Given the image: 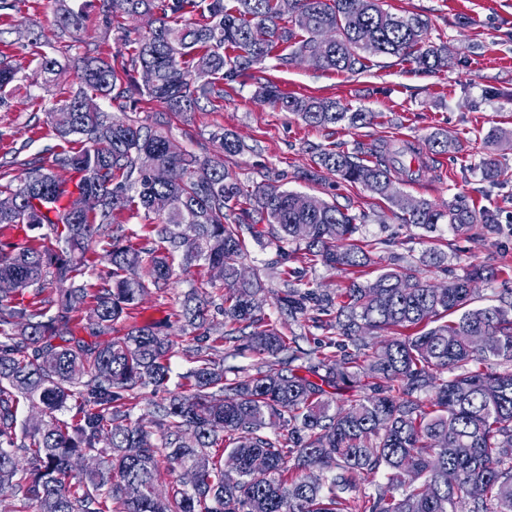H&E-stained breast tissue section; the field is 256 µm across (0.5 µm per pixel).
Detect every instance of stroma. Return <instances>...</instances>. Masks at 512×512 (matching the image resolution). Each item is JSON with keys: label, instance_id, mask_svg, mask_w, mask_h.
<instances>
[{"label": "stroma", "instance_id": "stroma-1", "mask_svg": "<svg viewBox=\"0 0 512 512\" xmlns=\"http://www.w3.org/2000/svg\"><path fill=\"white\" fill-rule=\"evenodd\" d=\"M85 37L96 55L111 59L120 49L117 37L105 38L102 0H83ZM384 9L416 14L428 23L427 37L447 45L448 66L436 73L419 70L409 61L389 56L371 58L355 72L323 70L306 59L281 64L270 57L232 81L224 83L223 99L201 102L198 110L175 117L169 126L173 142L206 155L215 147L211 132L224 130L244 145L241 153L225 158L224 164L242 184L254 186L268 179L283 188L336 203L359 218V240L370 244L373 258L359 282L366 283L386 268L414 266L423 281L447 284L471 266H489L494 276L477 284L475 302L497 303L512 291V140L497 147L503 174L498 180L483 178L477 163L485 151V139L493 129H512V0H382ZM5 56L21 72L37 65L32 48L35 38L49 43L48 51L66 60L68 38L58 37L52 26L48 0H22L18 13L0 16ZM76 71L67 67L57 81L47 86L17 82L8 106L0 107V162L14 156L28 159L53 145L48 133L42 100L63 98L76 90ZM271 82L281 91L305 97L329 98L349 110L364 109L374 115L365 125L333 129L306 125L298 115L256 99L261 84ZM442 132L455 142L449 153H435L429 138ZM405 142L419 148L425 168L413 182H398V189L414 200L445 204L463 198L471 207L494 211V231L475 226L456 235L447 225L428 233L409 224L407 211L373 195L363 186L348 184L337 176L308 179L320 149L369 151L380 142ZM246 273L256 274L263 287L265 312H273L275 295L284 275L299 272L312 287L336 294L347 287L351 276L341 269L282 260L275 245L248 242L243 261ZM204 289L214 306L204 327L180 321L181 302L191 289ZM226 287L207 265L176 267L168 286L147 289L129 318L117 324L121 336L132 327L153 324L168 327L173 340L172 372L168 388L178 391L180 375L191 366L187 353L200 331L218 336L224 330V315L218 309Z\"/></svg>", "mask_w": 512, "mask_h": 512}]
</instances>
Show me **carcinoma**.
Returning <instances> with one entry per match:
<instances>
[{"instance_id": "carcinoma-1", "label": "carcinoma", "mask_w": 512, "mask_h": 512, "mask_svg": "<svg viewBox=\"0 0 512 512\" xmlns=\"http://www.w3.org/2000/svg\"><path fill=\"white\" fill-rule=\"evenodd\" d=\"M51 2L59 35L83 29L73 0ZM103 12L106 37L118 18L154 20L145 31L122 29L111 62L75 39L79 87L44 112L55 139L86 146L0 164V199L13 201L0 208V224L20 227L25 239L0 249V282L9 284L0 288V495L20 498L28 512H512V455L499 452L512 445V372L494 369L512 364V300L473 305L472 283L492 272L479 266L433 286L410 266L385 269L372 283L351 280L335 296L286 280L278 314L294 319L316 310L328 316L322 326L336 331V339L305 350L262 310L263 288L241 268L246 238L276 243L284 258L295 244L302 261L356 275L371 263L356 243L358 217L269 182L243 188L224 167V158L243 150L228 134H211L216 155L173 153L165 114L144 126L85 109L92 97L123 96L139 69L155 79L134 84L135 92L169 112H193L202 100L224 97L217 87L224 76L245 74L280 44L292 48L283 62L318 54L315 66L337 72L356 71L367 52L433 73L448 64V46L426 42L420 16L388 12L380 0H234L230 8L225 0H103ZM37 55L31 83L54 81L60 62ZM16 81L15 69L0 61V103ZM258 97L315 127H356L372 118L270 84ZM373 153L368 160L359 149L324 148L312 176L337 175L405 207L393 172L417 176L405 162L417 151L382 145ZM145 155L177 170L178 179L153 181L141 164ZM14 165L23 173L12 174ZM479 167L491 181L500 176L492 152ZM58 169L77 173L71 192L62 190ZM88 194L98 196L97 209L83 208ZM125 211L148 220L131 233L136 244L112 236ZM408 213L427 232L440 224L458 235L497 225L494 211L461 198L443 209L419 200ZM96 238L109 240L111 268L89 335L112 332L147 288L166 287L175 261H202L235 284L222 306L231 326L226 338L257 357L254 372L228 377L204 332L194 338L184 390L154 403L151 425L133 417L135 390L166 389L171 340L153 325L103 343L73 335L86 309V254ZM54 282L61 287H50ZM209 305L194 291L181 316L201 327ZM391 330L398 335L374 347L373 334ZM329 387L360 395L338 406ZM24 403L41 406L40 413L18 419ZM64 411L67 420L58 418ZM85 456L102 464L74 473L72 460ZM258 457L267 463L261 475L252 471ZM163 463L194 469V483L161 495L155 480ZM473 484L480 495L470 493Z\"/></svg>"}]
</instances>
